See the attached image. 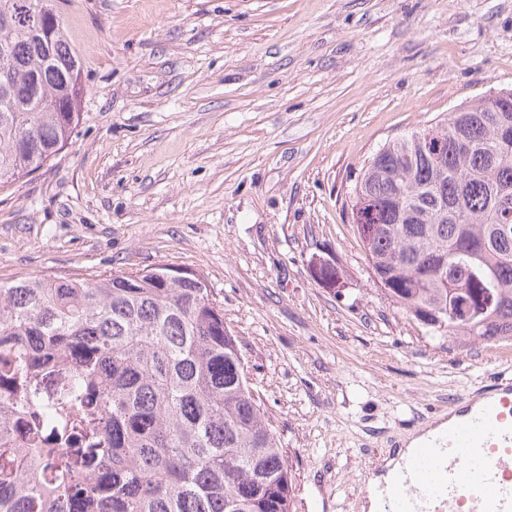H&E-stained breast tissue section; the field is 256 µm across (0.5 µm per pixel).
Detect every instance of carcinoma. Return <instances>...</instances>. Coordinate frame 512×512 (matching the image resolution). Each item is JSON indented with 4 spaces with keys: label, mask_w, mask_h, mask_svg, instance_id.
Masks as SVG:
<instances>
[{
    "label": "carcinoma",
    "mask_w": 512,
    "mask_h": 512,
    "mask_svg": "<svg viewBox=\"0 0 512 512\" xmlns=\"http://www.w3.org/2000/svg\"><path fill=\"white\" fill-rule=\"evenodd\" d=\"M60 0H0V186L68 142L81 62ZM368 161L355 230L386 296L432 330L512 339V89ZM61 378L40 400L38 379ZM0 512H292L291 475L204 277L0 281Z\"/></svg>",
    "instance_id": "carcinoma-1"
}]
</instances>
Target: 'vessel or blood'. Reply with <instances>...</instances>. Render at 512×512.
Here are the masks:
<instances>
[{"label":"vessel or blood","instance_id":"obj_1","mask_svg":"<svg viewBox=\"0 0 512 512\" xmlns=\"http://www.w3.org/2000/svg\"><path fill=\"white\" fill-rule=\"evenodd\" d=\"M376 512H512V382L494 379L402 464Z\"/></svg>","mask_w":512,"mask_h":512}]
</instances>
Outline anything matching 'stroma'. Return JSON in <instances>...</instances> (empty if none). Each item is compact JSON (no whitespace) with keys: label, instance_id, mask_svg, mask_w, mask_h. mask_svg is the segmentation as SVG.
<instances>
[{"label":"stroma","instance_id":"1","mask_svg":"<svg viewBox=\"0 0 512 512\" xmlns=\"http://www.w3.org/2000/svg\"><path fill=\"white\" fill-rule=\"evenodd\" d=\"M81 119L0 187V281L201 273L237 336L293 512H360L402 440L512 340L429 333L374 283L347 205L369 159L512 89V0H64ZM329 260L339 287L315 276Z\"/></svg>","mask_w":512,"mask_h":512}]
</instances>
